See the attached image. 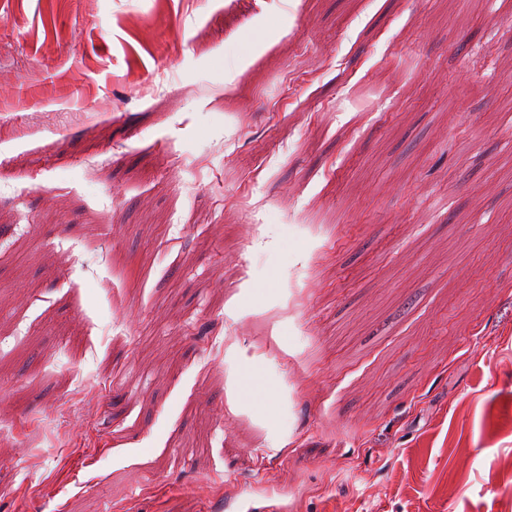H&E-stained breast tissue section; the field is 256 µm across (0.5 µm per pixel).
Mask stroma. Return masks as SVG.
Returning <instances> with one entry per match:
<instances>
[{
	"instance_id": "1",
	"label": "stroma",
	"mask_w": 512,
	"mask_h": 512,
	"mask_svg": "<svg viewBox=\"0 0 512 512\" xmlns=\"http://www.w3.org/2000/svg\"><path fill=\"white\" fill-rule=\"evenodd\" d=\"M0 0V512H512V11Z\"/></svg>"
}]
</instances>
